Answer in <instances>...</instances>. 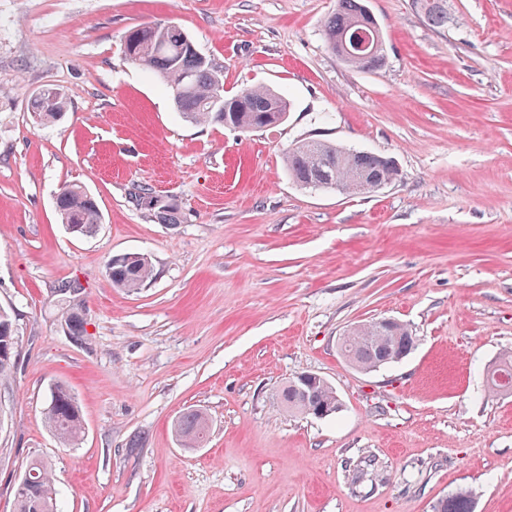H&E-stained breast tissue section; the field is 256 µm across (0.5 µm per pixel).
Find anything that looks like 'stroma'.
Segmentation results:
<instances>
[{"instance_id": "obj_1", "label": "stroma", "mask_w": 512, "mask_h": 512, "mask_svg": "<svg viewBox=\"0 0 512 512\" xmlns=\"http://www.w3.org/2000/svg\"><path fill=\"white\" fill-rule=\"evenodd\" d=\"M386 65L337 59L336 0H0V308L17 328L0 383V512L31 459L61 512H432L469 489L474 512H512V394L485 386L512 352V0H449L447 29L412 0H368ZM173 24L224 72L266 86L287 119L239 133L192 124L167 85L123 52L131 29ZM68 108L38 125L31 98ZM321 140L391 158L371 193L303 188L283 155ZM94 196L76 238L56 199ZM178 207L160 224L133 186ZM145 254L143 289L107 260ZM84 286L86 330L59 325L53 290ZM395 318L416 346L374 371L338 339ZM326 380L336 414L289 413L279 390ZM74 392L81 440L48 429L53 384ZM189 410L207 442L174 432ZM67 107L64 95L58 89L46 86L31 102L33 112H38L39 121L43 124L56 121L59 112H65ZM57 209L64 226L76 224L78 232L73 235L77 238L91 236L101 222L96 199L78 185L66 186L62 190L57 198ZM76 230L74 225L68 226L70 233ZM105 275L117 288L138 290L151 282L153 268L144 255L126 253L113 256L108 260L105 266Z\"/></svg>"}]
</instances>
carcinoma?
Instances as JSON below:
<instances>
[{
    "label": "carcinoma",
    "mask_w": 512,
    "mask_h": 512,
    "mask_svg": "<svg viewBox=\"0 0 512 512\" xmlns=\"http://www.w3.org/2000/svg\"><path fill=\"white\" fill-rule=\"evenodd\" d=\"M414 8L426 23L435 29L448 27V0H412ZM364 0H337L336 12L325 22V35L331 50L342 48L341 61L364 71H376L386 63L382 28L365 25ZM188 34L176 25H146L125 36V56L133 63L159 75L173 94L176 110L189 122L219 123L243 133L252 132L284 121L289 103L280 93L263 87H245L224 97V111L214 102L217 84L223 80L197 49L186 42ZM67 102L58 89L46 86L31 102L43 124L56 121L66 110ZM288 174L298 185L308 188L315 183L341 185L348 193L371 192L397 176L389 159L380 155L346 149L323 141H305L285 153ZM136 201L153 212L161 224H175L178 208L174 204L154 205L148 188L134 193ZM61 223L78 227L75 236L92 235L101 222L96 199L78 185L65 187L57 198ZM105 275L113 286L138 290L153 277L148 258L139 253L112 257L105 266ZM81 287L67 281L56 290L60 325L77 341L84 340L85 310L78 296ZM387 332L373 323L355 331L350 343V362L362 370L372 371L387 364L390 342ZM17 338L13 320L0 309V379H8L17 359ZM492 387L512 392V356L497 364L490 374ZM279 404L292 413L308 414L313 409H327L336 414V392L325 381L310 388H297L288 381L278 394ZM45 422L64 445H73L83 433L80 405L71 389L63 382L55 383L44 408ZM176 435L186 445L197 447L204 441L207 421L202 413L190 410L180 416L174 426ZM28 472L32 481L24 488H15V512H57L56 490L46 462L35 459ZM473 495L459 490L433 505V512H473Z\"/></svg>",
    "instance_id": "carcinoma-1"
}]
</instances>
